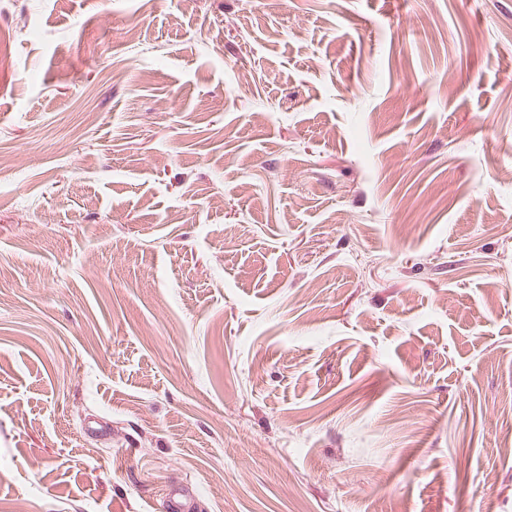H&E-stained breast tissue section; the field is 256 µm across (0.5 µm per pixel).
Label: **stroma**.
I'll return each instance as SVG.
<instances>
[{"mask_svg":"<svg viewBox=\"0 0 512 512\" xmlns=\"http://www.w3.org/2000/svg\"><path fill=\"white\" fill-rule=\"evenodd\" d=\"M0 35V512H512V0Z\"/></svg>","mask_w":512,"mask_h":512,"instance_id":"obj_1","label":"stroma"}]
</instances>
